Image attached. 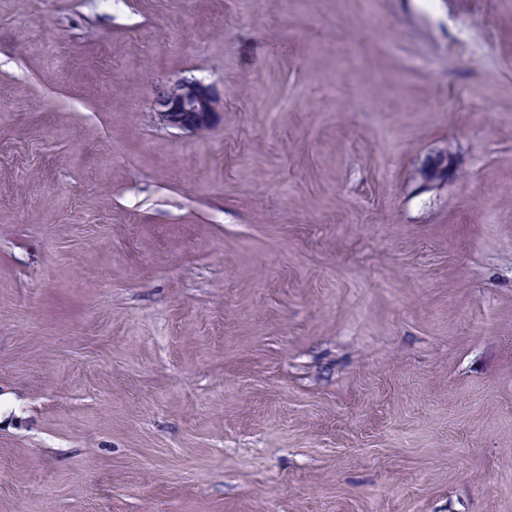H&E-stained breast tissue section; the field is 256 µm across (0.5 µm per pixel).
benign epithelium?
<instances>
[{
    "mask_svg": "<svg viewBox=\"0 0 512 512\" xmlns=\"http://www.w3.org/2000/svg\"><path fill=\"white\" fill-rule=\"evenodd\" d=\"M222 108L221 97L213 86L187 77L164 84L151 104L154 118L161 126L188 134L211 130Z\"/></svg>",
    "mask_w": 512,
    "mask_h": 512,
    "instance_id": "obj_1",
    "label": "benign epithelium"
}]
</instances>
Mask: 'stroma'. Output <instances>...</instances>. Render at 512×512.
Returning a JSON list of instances; mask_svg holds the SVG:
<instances>
[{
	"label": "stroma",
	"instance_id": "1",
	"mask_svg": "<svg viewBox=\"0 0 512 512\" xmlns=\"http://www.w3.org/2000/svg\"><path fill=\"white\" fill-rule=\"evenodd\" d=\"M0 512H512V0H0ZM222 108L221 97L213 86L187 77L164 84L151 104L154 118L162 127L188 134L211 130Z\"/></svg>",
	"mask_w": 512,
	"mask_h": 512
}]
</instances>
